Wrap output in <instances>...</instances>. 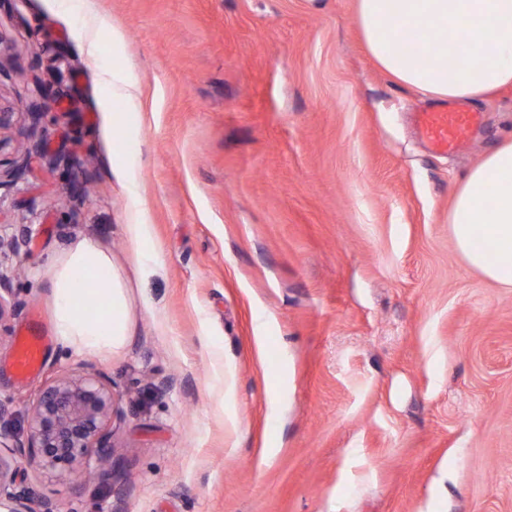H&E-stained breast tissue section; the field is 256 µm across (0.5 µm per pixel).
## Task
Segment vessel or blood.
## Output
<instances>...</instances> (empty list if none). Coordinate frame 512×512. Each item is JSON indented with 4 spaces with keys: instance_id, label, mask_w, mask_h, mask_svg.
<instances>
[{
    "instance_id": "vessel-or-blood-1",
    "label": "vessel or blood",
    "mask_w": 512,
    "mask_h": 512,
    "mask_svg": "<svg viewBox=\"0 0 512 512\" xmlns=\"http://www.w3.org/2000/svg\"><path fill=\"white\" fill-rule=\"evenodd\" d=\"M478 122V113L462 107L442 106L416 116L420 136L433 151L442 154L455 153L467 145ZM46 348L47 341L38 332L21 336L13 356L16 375L25 378L38 371Z\"/></svg>"
}]
</instances>
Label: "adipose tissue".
<instances>
[{
  "label": "adipose tissue",
  "instance_id": "ef3b65f1",
  "mask_svg": "<svg viewBox=\"0 0 512 512\" xmlns=\"http://www.w3.org/2000/svg\"><path fill=\"white\" fill-rule=\"evenodd\" d=\"M369 53L397 82L434 100H475L512 88V0H357ZM448 35L452 64L412 30ZM455 246L482 276L512 288V139L473 167L448 214ZM51 324L60 346L106 354L129 334V314L112 258L82 240L52 264Z\"/></svg>",
  "mask_w": 512,
  "mask_h": 512
}]
</instances>
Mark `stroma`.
Masks as SVG:
<instances>
[{"label":"stroma","mask_w":512,"mask_h":512,"mask_svg":"<svg viewBox=\"0 0 512 512\" xmlns=\"http://www.w3.org/2000/svg\"><path fill=\"white\" fill-rule=\"evenodd\" d=\"M433 105L368 52L357 0H0V230L17 238L0 267L22 270L0 398L25 429L45 381L87 368L118 407L110 495L23 459L33 498L512 512V288L448 225L466 172L512 136V88L470 103L483 129L452 155L415 133ZM83 239L125 283L126 343L54 342L18 379L19 331H50V266Z\"/></svg>","instance_id":"obj_1"}]
</instances>
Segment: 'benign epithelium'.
I'll return each instance as SVG.
<instances>
[{"instance_id":"7a95c632","label":"benign epithelium","mask_w":512,"mask_h":512,"mask_svg":"<svg viewBox=\"0 0 512 512\" xmlns=\"http://www.w3.org/2000/svg\"><path fill=\"white\" fill-rule=\"evenodd\" d=\"M9 276L0 271V322L11 310ZM116 399L100 374L55 378L39 390L25 435L0 401V512H60L50 501L34 503L17 479V458L25 456L39 470L65 480L79 469L97 467L106 458Z\"/></svg>"}]
</instances>
